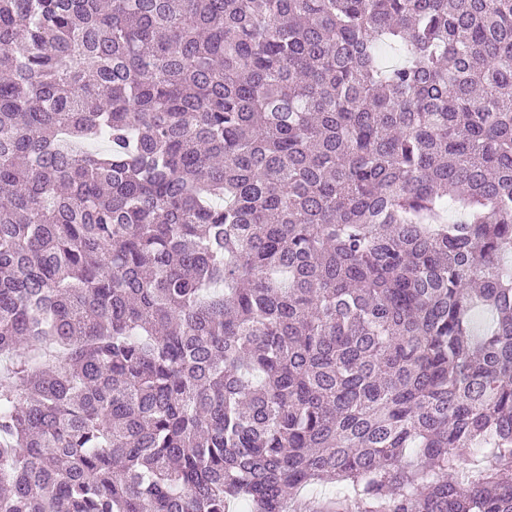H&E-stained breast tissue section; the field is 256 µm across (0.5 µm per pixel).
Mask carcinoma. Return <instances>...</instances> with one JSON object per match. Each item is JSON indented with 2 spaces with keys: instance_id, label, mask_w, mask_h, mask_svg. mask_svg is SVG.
Wrapping results in <instances>:
<instances>
[{
  "instance_id": "carcinoma-1",
  "label": "carcinoma",
  "mask_w": 512,
  "mask_h": 512,
  "mask_svg": "<svg viewBox=\"0 0 512 512\" xmlns=\"http://www.w3.org/2000/svg\"><path fill=\"white\" fill-rule=\"evenodd\" d=\"M510 252L512 0H0V512H512ZM338 492L339 488L330 484L306 488L297 496V512H306L309 504L314 501L335 498Z\"/></svg>"
}]
</instances>
